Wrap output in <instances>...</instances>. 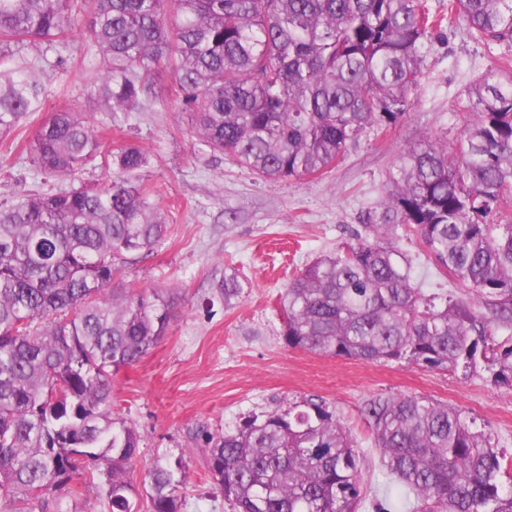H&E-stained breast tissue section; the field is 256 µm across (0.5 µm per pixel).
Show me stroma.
I'll list each match as a JSON object with an SVG mask.
<instances>
[{
  "label": "stroma",
  "mask_w": 512,
  "mask_h": 512,
  "mask_svg": "<svg viewBox=\"0 0 512 512\" xmlns=\"http://www.w3.org/2000/svg\"><path fill=\"white\" fill-rule=\"evenodd\" d=\"M69 41L70 50L60 55L39 44L20 49L39 60L47 97L42 112L0 137L6 158L0 164V205L23 192L62 188V181L34 163L31 143L41 124L63 109L81 110L110 147L132 143L148 157L138 179L159 192L169 234L128 266L124 282L134 290L174 286L179 298L166 335L112 380L115 411L141 436L140 453L129 468L134 485H142L157 456H180L188 471L185 512H232L204 476L205 434L235 429L245 416L312 397L335 410L365 458L360 512H375L385 498L400 495L382 473L363 414L370 399L422 395L443 401L512 455V388L493 385L485 371L344 360L288 349L280 337V293L307 262L353 242L400 151L418 139L460 133V105L487 69L486 46L454 29L434 35L425 48L419 91L395 124L362 137L323 176L273 181L202 145L188 114L178 109L183 93L168 70L157 76L168 98L143 101L129 114L106 112L96 99L101 57L86 51L84 27ZM398 246L412 258L425 294L450 290L417 238L399 239ZM228 267L238 271L242 292L227 306L212 294L215 278Z\"/></svg>",
  "instance_id": "1"
}]
</instances>
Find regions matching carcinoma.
I'll use <instances>...</instances> for the list:
<instances>
[{
  "label": "carcinoma",
  "instance_id": "obj_1",
  "mask_svg": "<svg viewBox=\"0 0 512 512\" xmlns=\"http://www.w3.org/2000/svg\"><path fill=\"white\" fill-rule=\"evenodd\" d=\"M102 55L106 111L163 99L170 71L198 139L270 179L321 176L359 139L411 106L425 40L458 24L491 65L448 139L408 144L357 242L303 268L280 295L286 347L349 360L401 359L455 371L483 362L512 387V0H0V49H66L86 3ZM34 64L0 53V133L44 109ZM40 168L68 179L101 160L106 180L19 196L0 208V494L49 512L82 454L109 512H182V460H153L143 491L127 468L141 436L112 412V375L168 331L175 288L123 286L132 260L167 232L155 194L129 180L148 162L105 148L77 109L36 132ZM414 235L467 297L426 298L395 240ZM215 288L241 294L236 270ZM505 331L508 337L494 336ZM364 415L381 466L414 495L411 512H512V459L461 413L420 395L375 398ZM205 469L233 512H359V452L321 399L205 438Z\"/></svg>",
  "mask_w": 512,
  "mask_h": 512
}]
</instances>
